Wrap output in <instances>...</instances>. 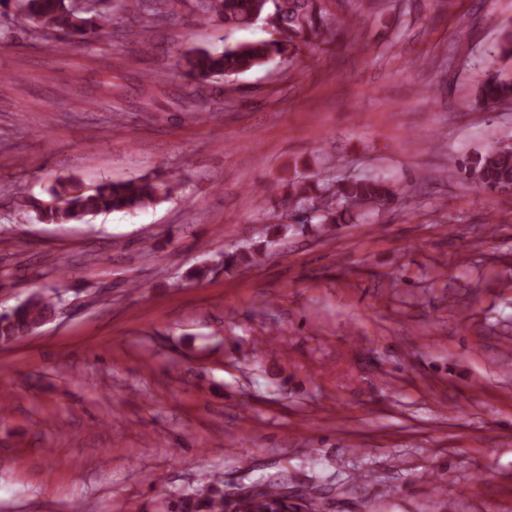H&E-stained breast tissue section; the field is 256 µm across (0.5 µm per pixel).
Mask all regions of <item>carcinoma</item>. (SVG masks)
Here are the masks:
<instances>
[{"mask_svg": "<svg viewBox=\"0 0 512 512\" xmlns=\"http://www.w3.org/2000/svg\"><path fill=\"white\" fill-rule=\"evenodd\" d=\"M207 12L219 17L224 28L237 30L252 26L255 17L271 30V37L224 45L221 51L191 50L183 54L186 75L200 89L206 82L224 76L238 77L270 62L290 65L302 59L310 44L328 29L323 0H205ZM24 12L33 32L52 31L60 35L45 43L47 50L63 53L71 41L112 37L115 18L111 0H83L80 11L72 0H24ZM476 102L493 109L512 102V81L497 72L486 74L476 89ZM455 173L461 178L489 189L512 186V140L497 142L490 149L457 162ZM282 201L299 213V224H347L353 210L363 203L381 204L397 198L395 186L384 178L347 180L335 189L324 186L310 175L286 178L282 183ZM175 186L147 178L128 181L105 180L87 189L73 177H57L48 190L49 200L21 197L17 208L28 219L41 224L86 222L102 213H131L169 198ZM273 244L271 240L252 243L224 255V267L252 265ZM60 299L55 291L41 290L25 302L0 315V345H9L36 331L57 310ZM218 478L190 492L160 494L163 512H225L224 489ZM257 512H319L322 498L307 491L290 496L286 486L262 490Z\"/></svg>", "mask_w": 512, "mask_h": 512, "instance_id": "cac0c4a2", "label": "carcinoma"}]
</instances>
